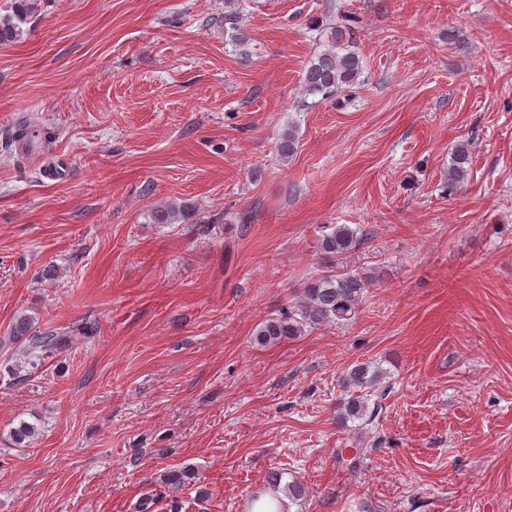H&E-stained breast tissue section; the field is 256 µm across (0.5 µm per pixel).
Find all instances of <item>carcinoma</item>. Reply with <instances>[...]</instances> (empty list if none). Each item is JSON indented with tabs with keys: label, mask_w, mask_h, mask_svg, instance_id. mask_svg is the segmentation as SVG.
<instances>
[{
	"label": "carcinoma",
	"mask_w": 512,
	"mask_h": 512,
	"mask_svg": "<svg viewBox=\"0 0 512 512\" xmlns=\"http://www.w3.org/2000/svg\"><path fill=\"white\" fill-rule=\"evenodd\" d=\"M40 0H12L10 12L0 16V45L19 41L24 30L22 25L37 13ZM352 29L341 25L332 26L327 34L328 46L306 68L303 82L305 93L320 94L325 98L339 93L344 100L353 98L354 87L359 84L363 72L362 58L354 49ZM298 147L294 129L284 132L279 142L282 157L292 156ZM471 149L468 142L459 144L453 152L448 168V189L454 190L471 174ZM196 216V206L186 200L157 205L148 212L149 222L170 226L191 224ZM367 234L348 224H330L323 230L321 251L329 260H339L365 243ZM373 281L358 271H337L312 280L303 289L295 305L266 319L255 331L256 341L267 344L296 335L301 327L337 324L352 319ZM9 342L24 348L28 365L34 366L41 354L54 349L53 335L37 330L36 319L28 314L18 315L10 330ZM383 379V372L368 365L354 366L343 377L341 387L347 392L339 403L341 423L355 420L369 421L368 393L375 390ZM37 434V427L22 421L10 431L14 446H29ZM194 478L191 469L183 467L168 470L160 482L170 489H178Z\"/></svg>",
	"instance_id": "carcinoma-1"
}]
</instances>
